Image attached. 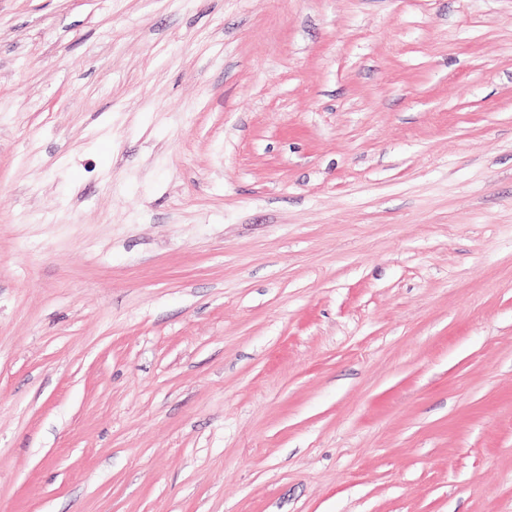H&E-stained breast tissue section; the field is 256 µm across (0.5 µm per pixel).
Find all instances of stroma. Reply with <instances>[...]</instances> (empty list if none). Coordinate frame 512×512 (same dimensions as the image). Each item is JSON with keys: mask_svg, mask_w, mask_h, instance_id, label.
<instances>
[{"mask_svg": "<svg viewBox=\"0 0 512 512\" xmlns=\"http://www.w3.org/2000/svg\"><path fill=\"white\" fill-rule=\"evenodd\" d=\"M0 512H512V0H0Z\"/></svg>", "mask_w": 512, "mask_h": 512, "instance_id": "1", "label": "stroma"}]
</instances>
